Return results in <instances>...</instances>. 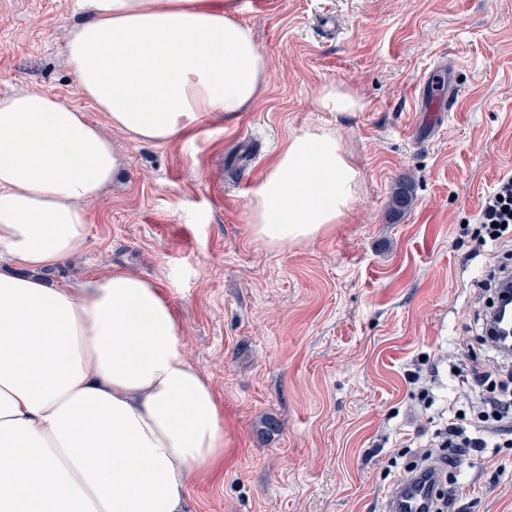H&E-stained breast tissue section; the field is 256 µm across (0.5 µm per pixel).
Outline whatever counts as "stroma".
Listing matches in <instances>:
<instances>
[{
    "label": "stroma",
    "instance_id": "obj_1",
    "mask_svg": "<svg viewBox=\"0 0 512 512\" xmlns=\"http://www.w3.org/2000/svg\"><path fill=\"white\" fill-rule=\"evenodd\" d=\"M267 60L266 82L230 122L156 145L111 137L125 169L85 203L78 254L54 286L127 268L154 280L187 354L224 408L221 476L189 485L187 512H381L449 411L479 424L450 364L489 354L475 281L512 251L471 258L483 197L512 175V0H227ZM76 0H0V96L53 93L100 127L64 58ZM458 93L431 112L417 89L440 59ZM343 83L365 108L320 110ZM339 130L360 175L343 224L269 249L246 212L290 134ZM411 182L410 207L391 201ZM436 365L425 405L408 377ZM463 512H512V443L453 472Z\"/></svg>",
    "mask_w": 512,
    "mask_h": 512
}]
</instances>
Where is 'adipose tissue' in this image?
I'll use <instances>...</instances> for the list:
<instances>
[{
  "instance_id": "obj_1",
  "label": "adipose tissue",
  "mask_w": 512,
  "mask_h": 512,
  "mask_svg": "<svg viewBox=\"0 0 512 512\" xmlns=\"http://www.w3.org/2000/svg\"><path fill=\"white\" fill-rule=\"evenodd\" d=\"M64 53L80 94L131 141L167 144L234 118L267 76L224 0H79ZM122 166L111 137L48 92L0 97V512H186L219 476L224 409L189 360L167 296L115 269L49 287L87 236V200ZM359 173L339 131L290 135L248 207L279 249L352 210Z\"/></svg>"
}]
</instances>
